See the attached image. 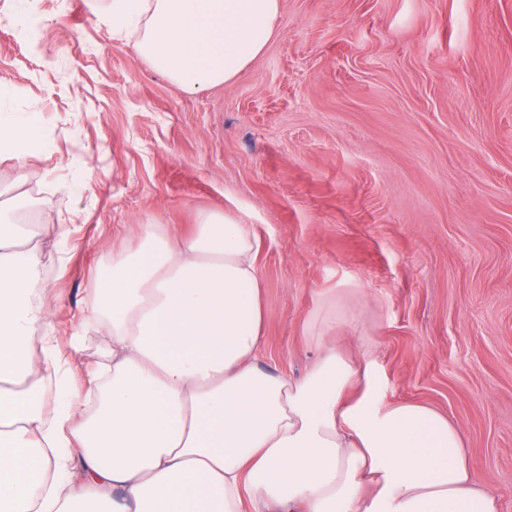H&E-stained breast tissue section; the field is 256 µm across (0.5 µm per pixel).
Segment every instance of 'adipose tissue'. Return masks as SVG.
I'll return each mask as SVG.
<instances>
[{
  "label": "adipose tissue",
  "instance_id": "adipose-tissue-1",
  "mask_svg": "<svg viewBox=\"0 0 512 512\" xmlns=\"http://www.w3.org/2000/svg\"><path fill=\"white\" fill-rule=\"evenodd\" d=\"M281 0H112L113 33L183 92L231 82L272 38ZM37 106L0 113V155L48 146ZM253 225L205 213L189 234L144 224L101 294L111 351L76 408L58 358L34 356L48 314L42 244L0 223V512H499L463 435L438 410L386 396L357 314L323 306L300 377L262 369L264 280ZM356 334L358 356L337 350Z\"/></svg>",
  "mask_w": 512,
  "mask_h": 512
}]
</instances>
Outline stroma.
I'll return each mask as SVG.
<instances>
[{
    "mask_svg": "<svg viewBox=\"0 0 512 512\" xmlns=\"http://www.w3.org/2000/svg\"><path fill=\"white\" fill-rule=\"evenodd\" d=\"M111 3L0 0V108L38 103L52 143L0 155V204L66 232L41 329L61 372L80 388L107 357L102 279L138 225L227 208L260 239L261 366L303 375L350 295L388 398L447 415L512 512V0H282L263 54L199 95Z\"/></svg>",
    "mask_w": 512,
    "mask_h": 512,
    "instance_id": "35a3bbf8",
    "label": "stroma"
}]
</instances>
